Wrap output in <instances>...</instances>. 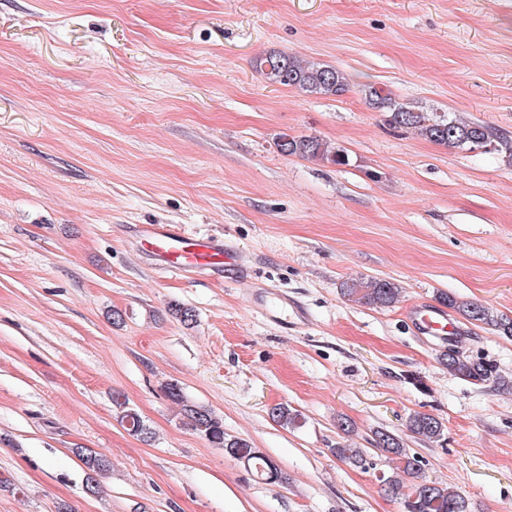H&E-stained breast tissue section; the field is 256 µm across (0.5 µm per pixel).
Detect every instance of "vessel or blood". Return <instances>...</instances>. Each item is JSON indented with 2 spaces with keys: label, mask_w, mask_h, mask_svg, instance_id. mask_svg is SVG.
<instances>
[{
  "label": "vessel or blood",
  "mask_w": 512,
  "mask_h": 512,
  "mask_svg": "<svg viewBox=\"0 0 512 512\" xmlns=\"http://www.w3.org/2000/svg\"><path fill=\"white\" fill-rule=\"evenodd\" d=\"M131 236L159 272L182 276L221 274L228 279L251 276L242 251L228 239L191 235L172 224H138ZM288 301L287 291L267 288L258 294L253 305L262 310L268 322L284 330L289 326ZM410 315L421 334L440 340L459 334L446 313L431 306L414 307Z\"/></svg>",
  "instance_id": "b4317fda"
}]
</instances>
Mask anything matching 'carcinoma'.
Listing matches in <instances>:
<instances>
[{
  "mask_svg": "<svg viewBox=\"0 0 512 512\" xmlns=\"http://www.w3.org/2000/svg\"><path fill=\"white\" fill-rule=\"evenodd\" d=\"M252 68L269 84L291 87L306 95L341 96L350 88L347 75L334 66L320 63H302L296 57L273 51L255 57ZM364 95L369 105L381 113L384 125L392 130H412L426 139L448 149L476 151L493 147L503 161L512 167V138L500 134L495 128L483 122H463L449 117L446 112H423L399 102L389 89L382 86H364ZM278 150L289 156L319 160L335 166L350 163L346 149H329L316 137L279 135ZM344 295L362 305L389 307L396 302L399 289L388 279L372 278L366 282H351L345 285ZM437 301L454 310L469 323L486 325L494 331L512 337V318L498 315L488 307L471 301H460L455 296L442 293ZM169 314L180 323L188 326L195 320L194 311L179 303L168 308ZM449 349L440 355V363L448 374L463 380L484 384L491 382L499 389H509L512 381L497 374L495 368L480 358L464 354L458 345L448 343ZM167 396L182 403V424L204 437L218 448L247 464L256 474L267 480H276L279 472L276 464L251 443L224 432V422L210 409L184 401L181 388L173 383L166 386ZM117 417L133 435L147 441L152 431L139 413L120 396L112 397ZM273 421L283 425L295 424L298 414L288 405L277 404L270 408ZM407 429L429 441L438 443L444 436V424L436 416L415 412L408 417ZM375 446L391 453L399 460V469L410 478L409 492L405 495L406 512H467L468 503L459 493L426 479L423 474V461L409 452L401 439L387 430L375 433ZM331 452L341 461L355 467L366 466L367 458L359 448H333ZM86 468V492L95 494L99 490L98 477L104 474L109 464L103 457L83 450L77 451Z\"/></svg>",
  "mask_w": 512,
  "mask_h": 512,
  "instance_id": "1",
  "label": "carcinoma"
}]
</instances>
